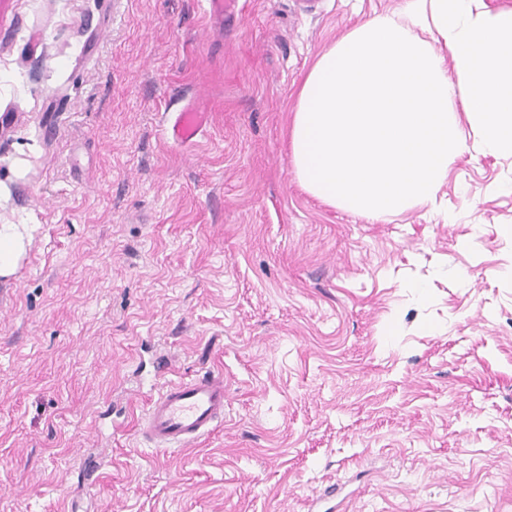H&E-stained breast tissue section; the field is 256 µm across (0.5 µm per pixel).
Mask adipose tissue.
I'll use <instances>...</instances> for the list:
<instances>
[{"label": "adipose tissue", "mask_w": 512, "mask_h": 512, "mask_svg": "<svg viewBox=\"0 0 512 512\" xmlns=\"http://www.w3.org/2000/svg\"><path fill=\"white\" fill-rule=\"evenodd\" d=\"M475 2L403 0L411 25L375 15L317 58L290 129L304 190L380 220L436 206L467 131L512 157V10Z\"/></svg>", "instance_id": "adipose-tissue-1"}]
</instances>
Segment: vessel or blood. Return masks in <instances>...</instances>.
<instances>
[{
    "label": "vessel or blood",
    "instance_id": "obj_1",
    "mask_svg": "<svg viewBox=\"0 0 512 512\" xmlns=\"http://www.w3.org/2000/svg\"><path fill=\"white\" fill-rule=\"evenodd\" d=\"M206 123V113L189 106L178 113L167 134L174 143L188 144L203 132ZM225 400L220 374L164 385L138 419V432L155 450L176 452L222 424Z\"/></svg>",
    "mask_w": 512,
    "mask_h": 512
}]
</instances>
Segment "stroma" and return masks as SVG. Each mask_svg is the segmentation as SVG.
<instances>
[{
    "mask_svg": "<svg viewBox=\"0 0 512 512\" xmlns=\"http://www.w3.org/2000/svg\"><path fill=\"white\" fill-rule=\"evenodd\" d=\"M400 5L0 0V512H512V158L379 221L292 172L317 55ZM208 372L222 425L147 446ZM206 123V112L188 106L178 113L173 125L167 128V134L174 143L189 144L203 132ZM4 226H0V276L13 270L23 245L22 234ZM225 400L221 374L164 385L137 420L138 433L155 450L174 453L222 424Z\"/></svg>",
    "mask_w": 512,
    "mask_h": 512,
    "instance_id": "stroma-1",
    "label": "stroma"
}]
</instances>
